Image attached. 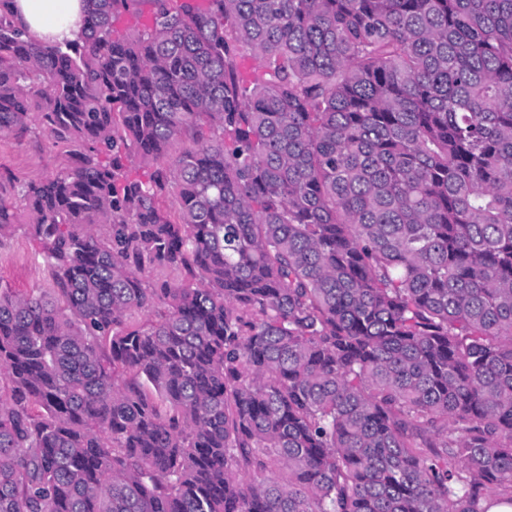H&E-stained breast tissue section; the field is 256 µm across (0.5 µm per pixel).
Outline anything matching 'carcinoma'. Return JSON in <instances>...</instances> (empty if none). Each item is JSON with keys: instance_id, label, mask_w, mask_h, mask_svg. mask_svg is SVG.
<instances>
[{"instance_id": "carcinoma-1", "label": "carcinoma", "mask_w": 512, "mask_h": 512, "mask_svg": "<svg viewBox=\"0 0 512 512\" xmlns=\"http://www.w3.org/2000/svg\"><path fill=\"white\" fill-rule=\"evenodd\" d=\"M9 4L0 137L70 164L0 177L54 283L0 288V512L512 506V0ZM16 24L30 39L65 50L84 33L83 0H12ZM68 164L65 148L32 124L23 138H0V174L10 171L16 186L36 176L56 174Z\"/></svg>"}]
</instances>
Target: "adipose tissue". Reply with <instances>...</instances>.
I'll return each mask as SVG.
<instances>
[{
	"label": "adipose tissue",
	"instance_id": "ef3b65f1",
	"mask_svg": "<svg viewBox=\"0 0 512 512\" xmlns=\"http://www.w3.org/2000/svg\"><path fill=\"white\" fill-rule=\"evenodd\" d=\"M10 9L27 37L44 45L65 48L83 36V0H12Z\"/></svg>",
	"mask_w": 512,
	"mask_h": 512
}]
</instances>
